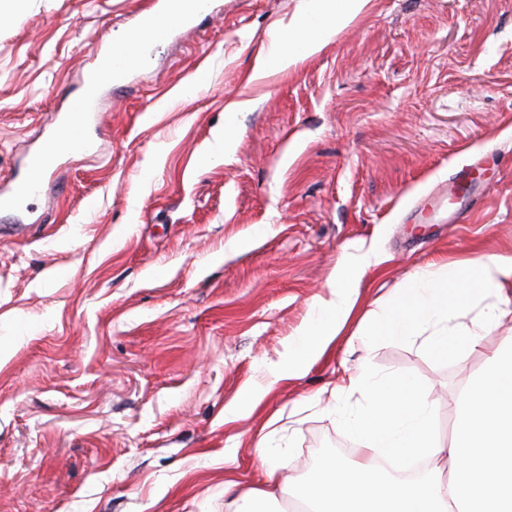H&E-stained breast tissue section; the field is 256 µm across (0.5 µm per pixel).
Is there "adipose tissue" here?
<instances>
[{
	"label": "adipose tissue",
	"instance_id": "1",
	"mask_svg": "<svg viewBox=\"0 0 512 512\" xmlns=\"http://www.w3.org/2000/svg\"><path fill=\"white\" fill-rule=\"evenodd\" d=\"M371 0H299L288 27L273 30L251 75L260 81L317 55L337 35L365 16ZM379 260L372 254L343 255L329 297H315L311 316L288 341L270 374L279 382L299 377L338 336L354 305L359 284ZM485 305L480 329L456 325L472 302ZM512 304V255L488 254L444 265L442 273H415L391 305L370 310L363 327L372 336L410 340L426 336L432 352L467 358L480 346L481 330L494 329ZM360 391L359 410L342 423L361 440L356 461L327 457L305 477L287 474L281 451L262 434L254 451L262 464L260 486L224 483V512H277L291 500L302 512H512V342L487 357L482 370L454 398V434L436 437L435 405L411 378L370 371L350 378L343 390ZM422 457L425 475L404 477L410 458Z\"/></svg>",
	"mask_w": 512,
	"mask_h": 512
}]
</instances>
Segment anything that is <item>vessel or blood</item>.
Wrapping results in <instances>:
<instances>
[{
  "label": "vessel or blood",
  "instance_id": "obj_1",
  "mask_svg": "<svg viewBox=\"0 0 512 512\" xmlns=\"http://www.w3.org/2000/svg\"><path fill=\"white\" fill-rule=\"evenodd\" d=\"M211 7V0H153L151 7L138 17L137 30L152 31L151 40L139 44L135 52L125 50L124 43L108 44L104 55L112 65L100 68L98 80L101 88L117 86L147 68L157 42L178 29L192 25ZM101 119L96 95H84L74 102L72 111L59 119L58 129L65 138L57 152L41 147L28 153L23 162L24 173L15 177L6 192L0 193V210L15 211L31 199L42 194L48 174L56 167L61 156L88 153L94 150L93 137Z\"/></svg>",
  "mask_w": 512,
  "mask_h": 512
}]
</instances>
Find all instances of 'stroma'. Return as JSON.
Wrapping results in <instances>:
<instances>
[{
    "label": "stroma",
    "mask_w": 512,
    "mask_h": 512,
    "mask_svg": "<svg viewBox=\"0 0 512 512\" xmlns=\"http://www.w3.org/2000/svg\"><path fill=\"white\" fill-rule=\"evenodd\" d=\"M148 2L23 0L0 24V190ZM296 3L218 0L104 96L97 154L0 213V512H224L226 479L261 478L270 419L294 475L349 458L341 413L363 398L329 390L364 366L414 379L450 439L449 403L512 341V313L463 362L357 333L418 269L512 255V0H374L321 53L249 83ZM245 97L234 156L207 164ZM464 167L477 179L445 197ZM233 237L249 247L225 252ZM369 246L384 260L340 336L248 404L342 253Z\"/></svg>",
    "instance_id": "1"
}]
</instances>
